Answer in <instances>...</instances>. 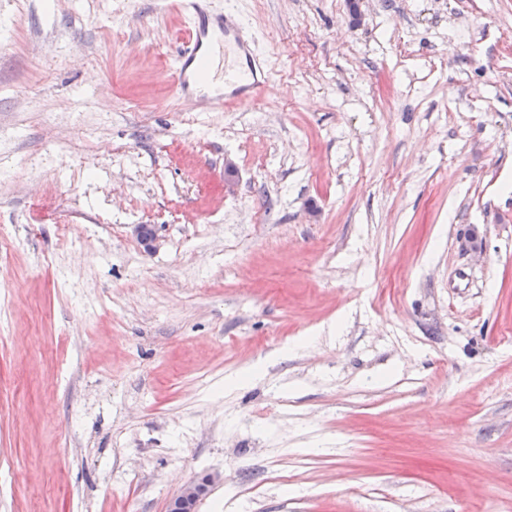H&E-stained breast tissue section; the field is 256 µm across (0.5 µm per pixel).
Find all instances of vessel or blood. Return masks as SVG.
Returning a JSON list of instances; mask_svg holds the SVG:
<instances>
[{"mask_svg":"<svg viewBox=\"0 0 512 512\" xmlns=\"http://www.w3.org/2000/svg\"><path fill=\"white\" fill-rule=\"evenodd\" d=\"M178 8L188 28L172 66L177 95L213 107L258 102L268 73L246 29L211 0H179Z\"/></svg>","mask_w":512,"mask_h":512,"instance_id":"1","label":"vessel or blood"}]
</instances>
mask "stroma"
<instances>
[{
	"instance_id": "35a3bbf8",
	"label": "stroma",
	"mask_w": 512,
	"mask_h": 512,
	"mask_svg": "<svg viewBox=\"0 0 512 512\" xmlns=\"http://www.w3.org/2000/svg\"><path fill=\"white\" fill-rule=\"evenodd\" d=\"M456 2L213 0L269 81L209 111L175 0H0V512H512V0ZM213 483L214 476L210 474L190 481L183 486L176 496L169 500L165 511L197 512L198 505L208 496Z\"/></svg>"
}]
</instances>
